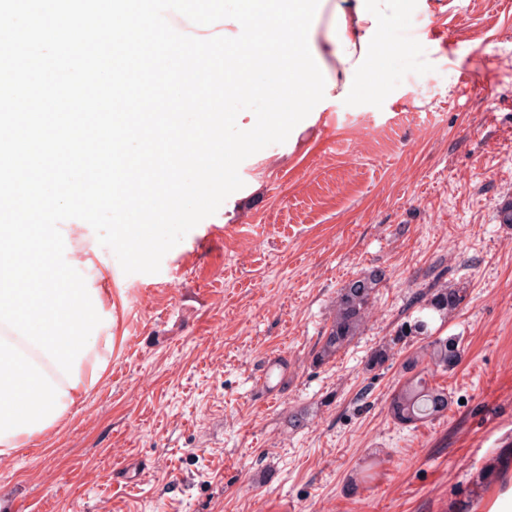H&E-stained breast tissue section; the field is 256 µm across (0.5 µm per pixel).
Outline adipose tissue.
Segmentation results:
<instances>
[{
  "instance_id": "ef3b65f1",
  "label": "adipose tissue",
  "mask_w": 512,
  "mask_h": 512,
  "mask_svg": "<svg viewBox=\"0 0 512 512\" xmlns=\"http://www.w3.org/2000/svg\"><path fill=\"white\" fill-rule=\"evenodd\" d=\"M358 6L359 0H333L327 35L315 46L319 57L339 65L332 89L336 96L343 92L349 69L361 55V38L371 26L370 20L359 19ZM112 345L111 329L100 328L95 346L81 360L74 387L48 358L19 357L0 346V457L24 447L83 401L106 370Z\"/></svg>"
}]
</instances>
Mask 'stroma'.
<instances>
[{"instance_id":"1","label":"stroma","mask_w":512,"mask_h":512,"mask_svg":"<svg viewBox=\"0 0 512 512\" xmlns=\"http://www.w3.org/2000/svg\"><path fill=\"white\" fill-rule=\"evenodd\" d=\"M411 37L433 69L382 107L336 101L244 160L233 203L155 274H124L86 229L112 290V358L84 401L0 463L15 512H490L512 490V0H429ZM467 289L437 327L461 363L448 408L388 412L414 338L384 367L407 298L436 260ZM385 277L363 333L316 362L338 289ZM288 376L259 383L268 358ZM370 387L368 403L354 398ZM306 424L288 426L289 414Z\"/></svg>"}]
</instances>
